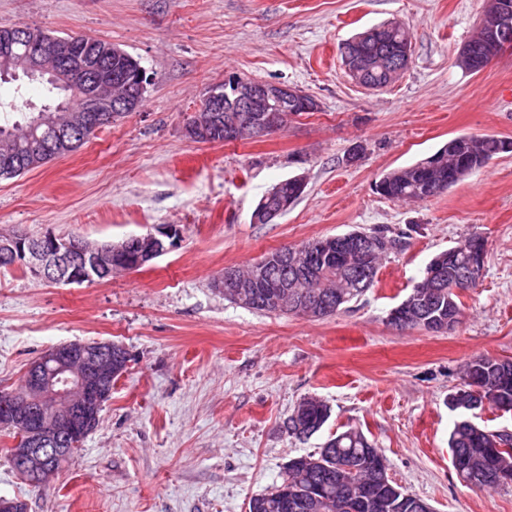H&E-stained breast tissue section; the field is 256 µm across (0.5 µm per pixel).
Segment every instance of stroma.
Wrapping results in <instances>:
<instances>
[{"mask_svg": "<svg viewBox=\"0 0 512 512\" xmlns=\"http://www.w3.org/2000/svg\"><path fill=\"white\" fill-rule=\"evenodd\" d=\"M487 0H0V26L112 42L149 78L142 106L78 151L0 180V235L51 231L120 242L173 225L177 247L105 283H42L0 268V389L57 344L107 339L131 355L100 423L56 480H21L0 436V496L28 512H248L289 459L362 429L398 485L435 512H512V486L468 488L454 471L448 395L476 356L512 359V155L441 195L384 198L375 185L459 135L512 138V50L480 73L456 64ZM398 21L412 33L408 70L368 90L341 66L354 34ZM232 76L284 83L320 111L256 140L202 143L184 125L205 90ZM363 151L356 162L347 156ZM299 176L285 216L253 223L259 199ZM388 227L401 249L375 285L324 318L263 314L225 299L228 266L269 250ZM472 234L483 275L460 297L454 330H397L389 311L439 251ZM313 397L331 414L308 438L285 420Z\"/></svg>", "mask_w": 512, "mask_h": 512, "instance_id": "35a3bbf8", "label": "stroma"}]
</instances>
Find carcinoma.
I'll list each match as a JSON object with an SVG mask.
<instances>
[{
	"instance_id": "carcinoma-1",
	"label": "carcinoma",
	"mask_w": 512,
	"mask_h": 512,
	"mask_svg": "<svg viewBox=\"0 0 512 512\" xmlns=\"http://www.w3.org/2000/svg\"><path fill=\"white\" fill-rule=\"evenodd\" d=\"M355 49L363 52L373 62V68L367 79L380 86H388L395 81L388 67L381 59L389 56L408 68L410 61L405 57V48L412 41V35L406 26L390 22L372 27L352 37ZM468 44L471 49L472 67L483 70L492 57L487 54L485 38L478 32ZM456 153L448 151L444 145L440 164L421 160L413 165L387 172L376 184V191L389 199L424 200L437 196L458 184L454 175L476 166L481 168L491 160L505 154L504 146L512 145V139L494 135L458 136ZM278 195L265 194L259 200L256 209L266 210L279 205V198L296 204L305 193V186L297 178L290 177L274 185ZM369 234L382 240V249L371 259L372 268L379 270L381 261L391 252L401 248L403 241L399 236L388 234L385 229H373ZM290 247L284 246L271 250L262 256L264 272L258 275L256 290L258 297L254 301L238 302V305L261 313L287 315L289 311L280 308L274 299L279 296L291 297L310 293H322L327 297L341 294L344 301L328 311L333 316L345 305L358 299L371 288L376 276H371L363 284L356 278L355 270L342 256L330 259L322 258L311 262L304 255L296 256V265L288 263ZM445 252L436 254L425 267L420 281L412 288L407 299H415L420 294H435L443 291L437 300L443 306L429 310V314L438 317L448 316V299L455 300L456 321H461L462 306L458 296L453 293L459 278V266L454 262L441 260ZM462 383L450 393L454 401L452 411L456 420L449 434L448 447L451 454L458 455L464 467L456 471L458 479L464 483L468 477L481 476L484 481L478 485L482 489H495L493 471L503 465L512 468V449L495 447L498 440L486 433L464 424V414L473 410L474 397L472 383L482 382L490 385L485 392V402L479 409L500 408V400H512V360L477 356L465 363L462 369ZM330 410L316 398L303 399L294 414L290 415L285 426L294 432L300 425L323 426L329 418ZM378 453L366 435L359 429L349 428L336 434L323 444L314 454L292 458L284 467L282 482L272 490L251 498L249 512H374L371 506L363 502H353L346 493V482L362 480L368 477V459ZM286 498L288 507L277 509L271 504Z\"/></svg>"
}]
</instances>
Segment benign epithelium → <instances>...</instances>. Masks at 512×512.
I'll use <instances>...</instances> for the list:
<instances>
[{
	"mask_svg": "<svg viewBox=\"0 0 512 512\" xmlns=\"http://www.w3.org/2000/svg\"><path fill=\"white\" fill-rule=\"evenodd\" d=\"M478 28L485 38L502 52L512 48V14L507 8L493 15H481ZM125 53L103 41L100 49L88 55L82 45L67 44L25 25L0 27V79L46 78L80 100V107L45 105L39 118L30 124L27 145L47 151L74 139H82L94 129L102 112H120L131 108L146 90L142 68L130 70L116 64ZM345 71L361 80L369 61L354 52L343 56ZM318 102L299 88L269 81L230 78L205 91L186 131L190 138L211 141L218 130L224 138L253 140L279 130L288 118L311 110ZM179 231L173 226L158 234L132 236L118 244L107 243L97 249L85 246L79 237L46 234L32 238L23 233L0 236V261L9 267L20 266L46 282L65 285L89 283L104 268L124 264L140 268L167 253L176 245ZM380 247L375 237L352 236L330 239L310 248L311 257L338 250L366 262ZM485 247H470L469 262L462 283L453 289L460 294L480 280L484 269ZM214 287L237 299L253 297V284L235 274H226ZM327 307L322 296L290 303L289 309L317 318ZM419 312L415 301L399 306L390 316L399 329ZM129 364L127 349L112 340H74L57 344L31 362L26 370L27 387L20 394L0 400V421L20 429L10 448L9 458L16 473L33 485L46 486L58 475L54 459L74 454L77 447L95 429L104 402L112 394V380ZM68 441L70 448L59 444ZM371 478L357 481L350 491L358 497L371 494L370 485L387 482L388 464L379 455L370 460Z\"/></svg>",
	"mask_w": 512,
	"mask_h": 512,
	"instance_id": "1",
	"label": "benign epithelium"
}]
</instances>
